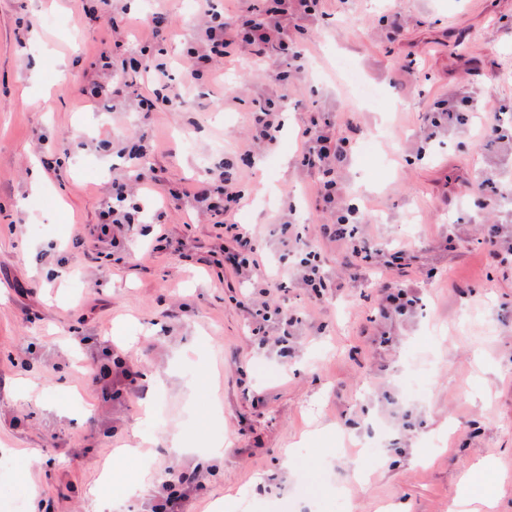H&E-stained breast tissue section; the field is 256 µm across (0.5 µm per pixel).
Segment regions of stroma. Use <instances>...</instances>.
I'll use <instances>...</instances> for the list:
<instances>
[{"label":"stroma","instance_id":"1","mask_svg":"<svg viewBox=\"0 0 512 512\" xmlns=\"http://www.w3.org/2000/svg\"><path fill=\"white\" fill-rule=\"evenodd\" d=\"M389 8L405 21L394 39ZM324 9L304 22L291 124L237 167L247 202L236 220L255 225L279 277L289 204L307 236L328 221L298 156L309 113H332L353 138L336 177L369 209L373 236L417 245L415 264L392 277L421 301L377 322L376 288L342 275L344 249L324 244L330 296L317 306L299 288L275 297L305 312L286 368L250 341L214 218L192 199L168 202L247 149L249 105L275 91L266 64L243 56L188 83L185 53L202 27L181 0H140L125 33L80 0H0V512H96L102 498L111 512H152L148 489L183 469L203 487L187 512L227 497L234 512H458L461 480L482 462L499 478L476 477L475 494L512 512V264L486 267L479 243L484 225L512 231V123L490 140L476 121L434 135L423 120L435 101L465 94L473 112L512 116V0ZM155 11L167 14L165 62L188 98L180 109H109L91 96L96 55L105 43L136 51L138 19ZM343 58L380 98L358 95ZM144 133L154 148L138 200L174 243L161 252L144 224L97 232L113 176L130 171L120 151ZM485 179L496 203L479 209ZM106 352L137 373L139 394L104 396L93 377ZM141 437L137 480L107 482L115 449Z\"/></svg>","mask_w":512,"mask_h":512}]
</instances>
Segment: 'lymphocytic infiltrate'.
I'll return each instance as SVG.
<instances>
[{
    "label": "lymphocytic infiltrate",
    "instance_id": "obj_1",
    "mask_svg": "<svg viewBox=\"0 0 512 512\" xmlns=\"http://www.w3.org/2000/svg\"><path fill=\"white\" fill-rule=\"evenodd\" d=\"M322 7L323 0H264L263 9L245 4L229 15L204 8L203 35L187 51V77L194 82L205 80L219 61L245 54L257 60L277 61L272 81L280 90L287 87L293 74L301 69L298 43L305 33L301 26L292 31L288 25L295 20L300 23ZM163 41L162 30L152 29L147 49L119 67L114 64L112 47L103 46L95 63L104 78L99 97L116 107L129 96H136L137 105L143 112L177 106L178 99L167 81L166 66L159 60ZM138 78L152 80L154 89L151 94H136L134 81ZM283 108L284 97L280 91L253 100L249 130L254 144L265 148L277 144ZM302 137L305 146L300 154V164L318 173V198L332 216L331 222L320 227L323 239L342 245L356 259L357 272L372 273L373 285L379 292L381 317L393 319L405 315L416 308L419 298L408 286L390 280L388 274L412 265L416 255L406 246L385 248L366 236L363 229L365 214L347 203L336 171L347 160L349 137L338 130L335 119L326 112L311 114L302 129ZM188 196L203 213L225 219L224 267L238 280V304L252 326L254 343L260 349L274 347L281 364H288L296 353L291 336L303 316L286 305L273 302L271 296L273 291L290 284L305 290L310 302L317 303L324 298L334 282L324 268L318 243L303 238L297 230L296 213H289L281 226L285 237L286 251L282 259L287 279L277 281L263 268L254 229L232 221L242 208L244 193L230 172H221L216 180L192 187ZM140 212L141 208L133 198L130 179L113 177L111 198L102 212L103 222L99 226L101 235H108L116 224L138 223ZM270 326L276 328V336L266 335L265 330Z\"/></svg>",
    "mask_w": 512,
    "mask_h": 512
}]
</instances>
